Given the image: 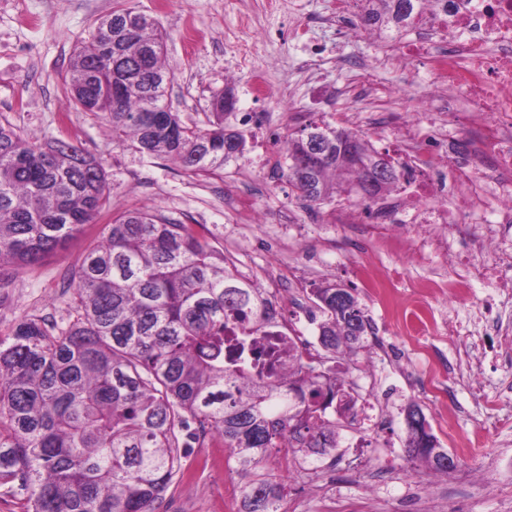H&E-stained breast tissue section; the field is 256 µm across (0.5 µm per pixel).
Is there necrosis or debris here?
<instances>
[{
  "instance_id": "1",
  "label": "necrosis or debris",
  "mask_w": 512,
  "mask_h": 512,
  "mask_svg": "<svg viewBox=\"0 0 512 512\" xmlns=\"http://www.w3.org/2000/svg\"><path fill=\"white\" fill-rule=\"evenodd\" d=\"M341 37L360 38L374 50L372 58H343L352 72L344 97L350 105L341 122L356 124L377 103L368 82L359 78L376 66L396 63L423 75L433 99L429 106L394 110L390 145L399 160L400 177L367 212L350 206L331 209L334 224L360 221L387 233L403 227L405 262L413 265L428 251L449 254L465 264L455 246L459 225L478 224L482 232L474 252L487 256L484 275L494 283H512V252L499 246L503 228H512V0H448L425 6L418 22L401 34L360 25L338 14ZM483 119L478 150L463 141L453 114ZM397 320L411 336H459L456 323L437 319L422 304Z\"/></svg>"
}]
</instances>
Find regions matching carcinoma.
<instances>
[{
    "label": "carcinoma",
    "mask_w": 512,
    "mask_h": 512,
    "mask_svg": "<svg viewBox=\"0 0 512 512\" xmlns=\"http://www.w3.org/2000/svg\"><path fill=\"white\" fill-rule=\"evenodd\" d=\"M366 26L400 30L424 0H365ZM156 19L131 8L101 19L72 54L69 93L82 112L102 113L112 142L167 158L191 176H220L244 155L243 132L224 126L235 107L214 99L204 127L184 124L166 101L173 72ZM384 163L353 129L309 124L288 136L283 175L310 207L356 193L373 201L397 180L394 166L366 187L345 164L350 140ZM318 149L306 171L297 161ZM112 210L102 164L76 145L43 146L0 122V276L63 248ZM68 290L78 316L66 329L26 318L0 338V486L25 492L31 512H155L181 477L186 450L211 436L246 479L242 512H280L285 485L265 471L273 450L315 471L336 461L339 430L356 418L344 355L369 347L372 320L356 294L310 289L323 353L267 365L261 340L274 313L268 292L245 279L203 224L175 223L148 209L104 225ZM407 456L447 472L431 427L406 425Z\"/></svg>",
    "instance_id": "cac0c4a2"
}]
</instances>
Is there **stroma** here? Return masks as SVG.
<instances>
[{"label":"stroma","mask_w":512,"mask_h":512,"mask_svg":"<svg viewBox=\"0 0 512 512\" xmlns=\"http://www.w3.org/2000/svg\"><path fill=\"white\" fill-rule=\"evenodd\" d=\"M266 0H235L234 11L224 0H0V121H9L24 137L42 144L63 140L98 159L112 195V210L148 208L174 222L206 225L212 243L223 247L226 233L240 232L238 270L262 288L282 286L281 312L288 322L304 320L314 305L309 298L314 284L329 281L357 289L375 328L370 342L408 352L416 338L403 335L397 323L360 287L358 269L373 267L385 273L401 262L397 242L373 234L367 224L323 222V209L307 210L282 174L283 158L265 148L253 130H246L244 157L229 162L224 174L206 180L187 177L164 158L141 156L128 146L112 143L105 121L71 104L65 79L75 46L88 37L99 18L120 8H131L156 18L168 33L166 60L174 73L168 89L173 111L189 125H204L216 93L232 88L238 109L250 108L244 94L250 75L227 79L224 38L235 31L238 14L251 18V38L256 48L254 64L263 69L274 97H293L295 112L268 113L270 133L288 136L310 123H321L337 89L349 75L338 63L339 54L366 57L371 45L355 38L341 44L334 31L322 35L327 50L319 67L308 75L295 70L306 46L290 40H266L273 27L288 25L287 9L267 11ZM381 96H402L411 101L427 96L413 76L387 65L374 73ZM246 193L269 209L267 223L236 228L232 202ZM295 210L308 232L304 237L278 239L279 212ZM85 226L67 248L42 263L18 271L0 285V338L24 318L37 316L67 328L76 318L70 296L64 291L85 249L95 244L104 224ZM440 276L449 294L429 299L435 313L468 326V337L442 336L433 343L452 372L447 400L433 402L422 392L425 371L416 365L394 363L375 390L377 409L385 411L381 437L372 447L357 448L355 429H344L345 445L337 462H324L317 472L281 470L271 457L266 470L283 482L287 495L284 512H324L323 501L342 494L349 512L368 502V491L379 488L380 512H404V499L417 478H425L434 498L456 505L458 512H512V294L499 293L481 275H462L459 267L441 255L430 254L413 266L398 284V307L408 306L415 281ZM416 402L423 409L443 448L449 434L481 437L479 447L455 456L457 467L470 471L465 482L429 472L420 462L407 459L403 407ZM244 480L231 464L205 471L193 480L178 478L156 505V512H225V498L241 504Z\"/></svg>","instance_id":"35a3bbf8"}]
</instances>
